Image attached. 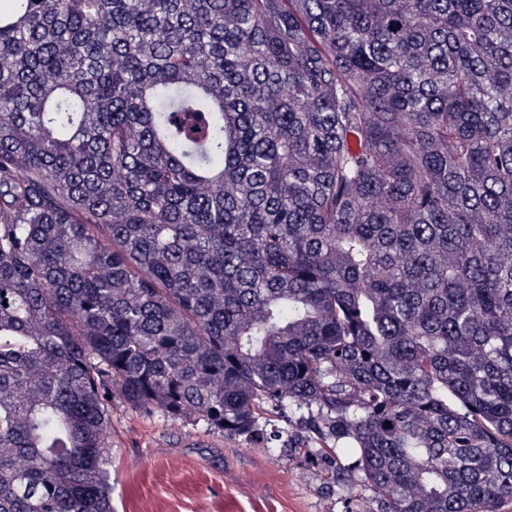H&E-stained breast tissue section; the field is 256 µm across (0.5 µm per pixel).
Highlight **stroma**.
Returning <instances> with one entry per match:
<instances>
[{"label":"stroma","instance_id":"1","mask_svg":"<svg viewBox=\"0 0 512 512\" xmlns=\"http://www.w3.org/2000/svg\"><path fill=\"white\" fill-rule=\"evenodd\" d=\"M336 455L257 448L192 414L112 402L114 512H363V483L329 481Z\"/></svg>","mask_w":512,"mask_h":512}]
</instances>
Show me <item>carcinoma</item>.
Returning <instances> with one entry per match:
<instances>
[{"label":"carcinoma","mask_w":512,"mask_h":512,"mask_svg":"<svg viewBox=\"0 0 512 512\" xmlns=\"http://www.w3.org/2000/svg\"><path fill=\"white\" fill-rule=\"evenodd\" d=\"M116 397L512 501V0L0 9V512H112Z\"/></svg>","instance_id":"1"}]
</instances>
